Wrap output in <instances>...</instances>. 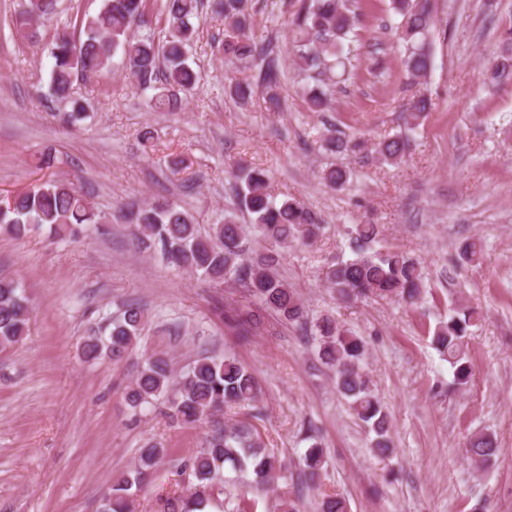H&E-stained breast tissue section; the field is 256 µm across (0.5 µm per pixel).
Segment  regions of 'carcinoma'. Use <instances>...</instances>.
Listing matches in <instances>:
<instances>
[{
    "label": "carcinoma",
    "instance_id": "carcinoma-1",
    "mask_svg": "<svg viewBox=\"0 0 512 512\" xmlns=\"http://www.w3.org/2000/svg\"><path fill=\"white\" fill-rule=\"evenodd\" d=\"M58 0H25L12 20L13 34L29 35L37 22L56 16ZM204 0H163L166 32L162 39L150 33L136 37L131 31L148 25L149 0H102L98 13L83 23V36L75 38L66 29L57 31L47 46L50 58L49 97L71 105L67 122L77 127L87 118L85 107L73 98V88L81 80H102L112 71V59L121 53L122 64L137 90L150 94L148 106L164 112L176 111L182 96L193 91L201 76L189 64V49L195 41L193 19ZM359 0H295L291 23L294 26V62L312 112H327L336 89L347 80L352 59L361 54L378 69V44L366 45L357 33ZM389 25L393 43L400 53L406 87L413 89L434 66L431 34L437 20L432 0H390ZM216 15L224 26V38L216 48L228 62L258 69L257 81L232 79L228 92L239 104H248L254 88L268 112H282L285 84L271 44L258 45L247 35L254 23L250 0H218ZM492 84L512 82V27L504 32L503 51L487 70ZM433 103L425 94L414 92L405 105V127L399 133L371 143L362 137L348 138L335 126L325 128L318 149L338 156L363 158L376 154L396 165L404 156L409 132L415 130ZM352 171L332 164L322 171V180L333 189L344 187ZM236 180V206L247 212L260 236L275 248L256 250L249 245L242 225L233 218L211 224L204 230L192 212L166 198L149 203L127 202L111 215L99 212L70 182L42 178L27 189L0 202V230L16 239L48 232L64 239L90 224L121 221L130 228L132 243L152 258L194 273L216 285L231 283L244 289L256 308L236 312L240 335L251 334L261 315L273 312L296 323L315 346L321 362L332 372L336 392L368 432L373 434L372 453L386 460L394 454L389 440L390 419L373 393L364 371L366 342L331 315L308 318L296 290L279 274L282 252L296 243L311 244L322 234L321 216L294 197L279 199L270 190L269 172L243 168ZM382 231L376 224H355L349 232L350 256L336 260L327 272L329 287L336 298L353 305L363 298H378L416 305L425 290V266L408 253L381 245ZM460 259L470 265L483 262L479 240L472 238L461 247ZM31 308L23 286L15 278L0 273V347L18 343L26 335ZM482 319L479 308L457 305L448 320L434 329L432 345L448 361L460 388L469 385L472 368L468 357L471 328ZM148 321L144 309L130 305L104 331L86 336L82 355L87 361H123L136 347ZM258 385L251 372L234 355L222 358L202 356L183 374L173 372L169 360L156 355L144 360L134 383L125 393L133 414L162 405L171 421L196 426L220 423L224 410L255 401ZM309 446L303 462L310 481H315L323 462L324 449L318 438L306 436ZM499 451L489 435L471 438L468 457L485 461ZM167 457V450L148 442L135 459L133 470L112 481L101 500L99 512H130L134 496ZM250 464L254 483L263 486L275 479L282 465L267 445L261 430L247 419L219 427L209 435L195 455L179 460L177 473L188 477V494L159 498L156 512H202L226 497L221 467Z\"/></svg>",
    "mask_w": 512,
    "mask_h": 512
}]
</instances>
